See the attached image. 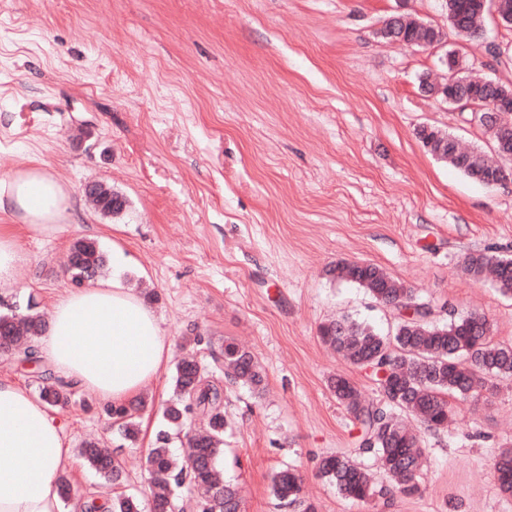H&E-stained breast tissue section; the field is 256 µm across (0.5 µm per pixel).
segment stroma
Here are the masks:
<instances>
[{
    "mask_svg": "<svg viewBox=\"0 0 512 512\" xmlns=\"http://www.w3.org/2000/svg\"><path fill=\"white\" fill-rule=\"evenodd\" d=\"M400 9L446 30L470 68L512 83V29L490 22L459 40L446 0H0V177L43 165L72 206L55 231L17 226L26 261L0 290V311L32 299L52 316L71 288L68 251L85 237L121 248L123 285L155 292L170 362L186 336H200L206 362L224 341L246 345L266 388L231 392L222 462L243 512H286L271 479L287 467L316 512H512L492 468L512 446V380L452 400L447 429L423 432L415 494L356 503L316 474L320 457L361 436L329 379L381 399L369 371L320 340V325L348 316L389 336L397 319L334 280L336 262L382 268L437 318L482 312L491 340L512 344V296L463 270L471 252L512 257V182L476 183L419 141L434 126L491 151L481 126L418 87L421 75L440 78L441 49L379 37ZM93 181L124 198L121 213L92 207L83 186ZM173 375L148 385L133 447L107 428L96 394L78 389L55 410L70 450L103 438L126 474L116 490L75 459L62 512L119 492L147 497L146 454Z\"/></svg>",
    "mask_w": 512,
    "mask_h": 512,
    "instance_id": "obj_1",
    "label": "stroma"
}]
</instances>
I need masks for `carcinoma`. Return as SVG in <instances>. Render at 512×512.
I'll list each match as a JSON object with an SVG mask.
<instances>
[{"mask_svg":"<svg viewBox=\"0 0 512 512\" xmlns=\"http://www.w3.org/2000/svg\"><path fill=\"white\" fill-rule=\"evenodd\" d=\"M452 11L451 27L456 36L470 39L482 34L490 14L489 6L480 0H448ZM384 28L406 42L430 44L442 36L440 29L425 27L410 19V14L391 15ZM448 51V60L441 63L448 79L441 80L444 91H435L436 98L458 91L478 99L497 98L496 90L484 77L466 70L456 72L455 56ZM483 128L493 141L489 156L463 150L450 134L436 128L423 127L417 132L423 147L437 159L448 163L477 183L490 171L503 167L499 131L512 134V108L489 116ZM70 254L76 261L66 266L72 283L80 286L101 276L107 267V256L91 239L76 240ZM465 272L482 279L493 276L497 290L512 296V258L489 255L483 251L464 258ZM336 279L349 281L363 288L376 302L394 309L399 320L391 338L378 335L370 326L347 318L336 319L319 327L321 340L339 352L352 365L372 368L384 404L362 398L356 384L337 375L328 382L336 401L361 426L359 449L371 451L393 482V489L411 494L418 490L417 479L422 463V445L418 430L408 426L401 416H410L425 430L448 426L452 408L448 396L467 399L482 390L494 387L495 381L512 377V344L489 340L490 323L480 312L459 318L450 317L442 324L432 321L434 311L417 301L411 289L390 277L383 269L371 265L340 261L332 269ZM47 324L27 305L26 311L0 314V345L12 346L14 354L40 361L34 343L45 334ZM213 361L224 369L225 381L214 378L213 372L194 355H187L176 365L173 396L163 409L165 424L147 452L148 491L152 512H177L176 489L192 485L200 490L195 512H241L236 487L224 480L220 466L228 422L224 410L228 387L240 385L259 395L265 376L251 352L233 341H224ZM39 397L51 408H65L71 402L73 385L42 371ZM145 406L142 399L122 406L104 409L109 427L134 444L139 436L136 412ZM200 422L189 437L192 453L178 462L172 454L173 438L186 423ZM79 456L106 481L115 486L123 482L124 469L118 456L101 448L97 441H87L79 448ZM318 473L329 480L346 499L368 503L383 493L376 487L369 470L350 453L324 456L317 463ZM494 470L501 491L512 497V449L500 451ZM273 494L286 507H300L314 512L302 500V479L291 468L281 469L272 479ZM83 512H142L139 500L118 494L110 505L95 499L83 502Z\"/></svg>","mask_w":512,"mask_h":512,"instance_id":"obj_1","label":"carcinoma"}]
</instances>
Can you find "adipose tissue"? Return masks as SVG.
<instances>
[{
    "label": "adipose tissue",
    "mask_w": 512,
    "mask_h": 512,
    "mask_svg": "<svg viewBox=\"0 0 512 512\" xmlns=\"http://www.w3.org/2000/svg\"><path fill=\"white\" fill-rule=\"evenodd\" d=\"M70 208L68 190L28 164L0 177V211L52 231ZM40 355L76 386L119 405L166 369L169 342L146 300L119 278L60 294ZM72 458L62 426L29 389L0 380V512H62L56 489Z\"/></svg>",
    "instance_id": "obj_1"
}]
</instances>
